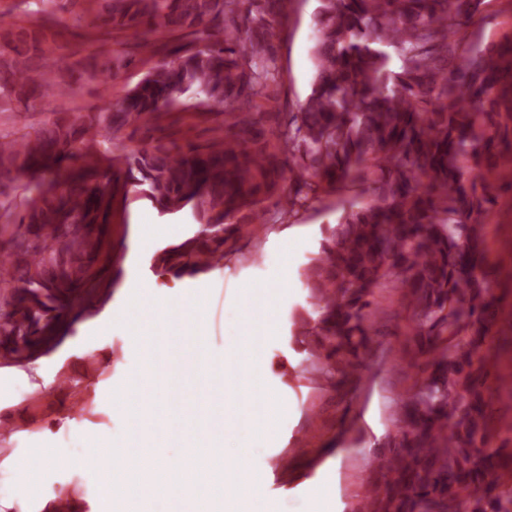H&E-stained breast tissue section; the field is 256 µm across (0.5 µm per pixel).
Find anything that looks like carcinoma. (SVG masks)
Returning a JSON list of instances; mask_svg holds the SVG:
<instances>
[{
	"instance_id": "1",
	"label": "carcinoma",
	"mask_w": 512,
	"mask_h": 512,
	"mask_svg": "<svg viewBox=\"0 0 512 512\" xmlns=\"http://www.w3.org/2000/svg\"><path fill=\"white\" fill-rule=\"evenodd\" d=\"M286 0H104L92 21L156 36L120 42L102 72L151 47L162 60L122 97L26 132L0 131V336L36 352L69 312L75 288L98 286L112 260L101 226L116 198L199 230L160 256L177 277L224 257L235 226L275 200L293 224L346 187L361 188L322 232L301 273L310 308L290 315L292 339L321 379H348L374 348L375 292L396 288L422 338L411 361L428 375L395 412L371 512H512V462L488 444L495 377L480 352L497 321L483 270L484 218L494 203L498 143L512 136V36L466 42L484 0H318L315 74L297 112L278 113L273 40ZM55 0H15L33 29L0 27V112L48 91L76 99L58 43ZM219 107L204 146L131 149L115 133L178 108ZM283 116L279 128L264 121ZM26 178L27 196L11 199Z\"/></svg>"
}]
</instances>
